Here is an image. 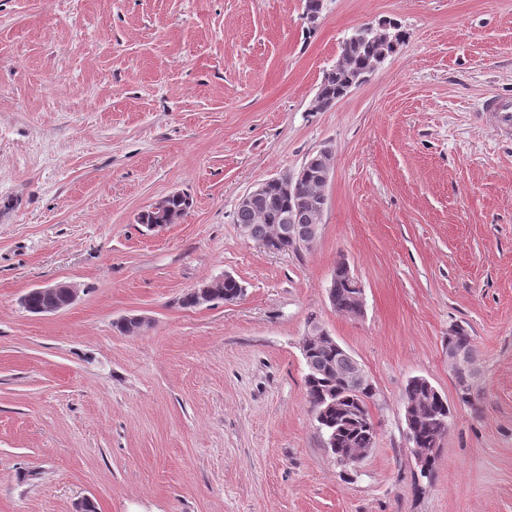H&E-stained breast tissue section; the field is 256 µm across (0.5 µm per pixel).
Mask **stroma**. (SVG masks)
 I'll use <instances>...</instances> for the list:
<instances>
[{
	"mask_svg": "<svg viewBox=\"0 0 512 512\" xmlns=\"http://www.w3.org/2000/svg\"><path fill=\"white\" fill-rule=\"evenodd\" d=\"M407 39L332 108L358 27ZM512 0H0V512H512ZM320 237L271 252L234 221L321 149ZM184 193L176 224L138 215ZM364 314L328 297L338 262ZM232 275L244 294L184 306ZM75 285L32 314L34 288ZM142 316L145 330L116 324ZM320 323L377 394L357 464L325 447L301 344ZM477 351L460 402L448 331ZM448 399L421 476L403 395ZM38 292V293H34ZM64 293V299L63 294H56V293ZM78 288H76L74 285L67 284V283H59L53 286H46L42 288H36L32 292L25 294L21 299V303L23 307L26 303V298H28L27 308L26 311L33 313V314H40L42 313V310L45 308H48L47 312H55L58 310H61L76 300L78 297ZM45 295H41V294ZM55 295V297L47 296V295ZM62 302H59L55 304L56 300H62ZM55 304V305H54ZM54 305V306H53ZM52 306V307H51Z\"/></svg>",
	"mask_w": 512,
	"mask_h": 512,
	"instance_id": "1",
	"label": "stroma"
}]
</instances>
